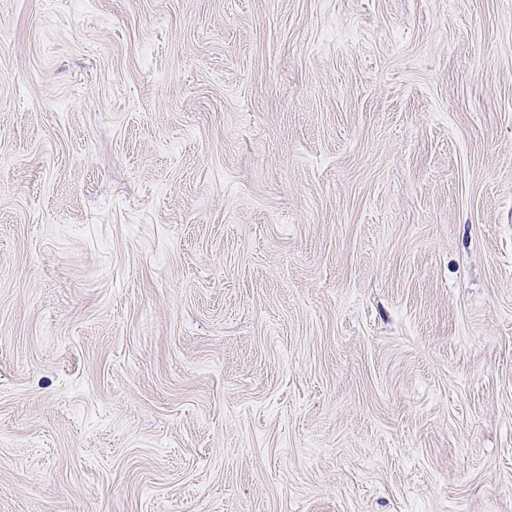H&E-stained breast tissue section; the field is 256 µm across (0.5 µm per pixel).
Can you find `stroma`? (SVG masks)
<instances>
[{"label": "stroma", "mask_w": 512, "mask_h": 512, "mask_svg": "<svg viewBox=\"0 0 512 512\" xmlns=\"http://www.w3.org/2000/svg\"><path fill=\"white\" fill-rule=\"evenodd\" d=\"M0 512H512V0H0Z\"/></svg>", "instance_id": "1"}]
</instances>
